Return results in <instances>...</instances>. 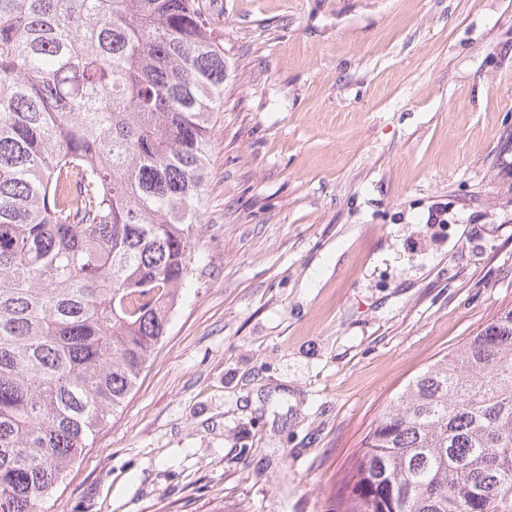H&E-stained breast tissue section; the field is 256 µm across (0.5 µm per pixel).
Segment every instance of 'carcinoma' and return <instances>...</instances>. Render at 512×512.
Masks as SVG:
<instances>
[{
	"mask_svg": "<svg viewBox=\"0 0 512 512\" xmlns=\"http://www.w3.org/2000/svg\"><path fill=\"white\" fill-rule=\"evenodd\" d=\"M226 77L198 0H0V512H37L166 335ZM342 490L512 512V309L408 381Z\"/></svg>",
	"mask_w": 512,
	"mask_h": 512,
	"instance_id": "obj_1",
	"label": "carcinoma"
}]
</instances>
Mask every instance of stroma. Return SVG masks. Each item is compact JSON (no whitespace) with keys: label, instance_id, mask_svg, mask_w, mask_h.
I'll return each mask as SVG.
<instances>
[{"label":"stroma","instance_id":"stroma-1","mask_svg":"<svg viewBox=\"0 0 512 512\" xmlns=\"http://www.w3.org/2000/svg\"><path fill=\"white\" fill-rule=\"evenodd\" d=\"M224 47L168 332L40 512H338L409 379L512 308V0H201Z\"/></svg>","mask_w":512,"mask_h":512}]
</instances>
